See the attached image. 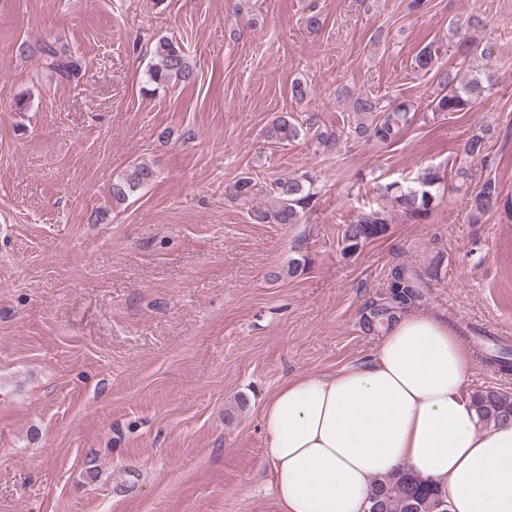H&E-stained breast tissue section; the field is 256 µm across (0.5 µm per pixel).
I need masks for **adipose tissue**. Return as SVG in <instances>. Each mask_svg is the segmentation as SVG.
Here are the masks:
<instances>
[{
    "label": "adipose tissue",
    "instance_id": "ef3b65f1",
    "mask_svg": "<svg viewBox=\"0 0 512 512\" xmlns=\"http://www.w3.org/2000/svg\"><path fill=\"white\" fill-rule=\"evenodd\" d=\"M475 363L447 322L410 310L365 363L283 383L261 414L280 512H367L374 480L403 468L449 512H512V419L481 423Z\"/></svg>",
    "mask_w": 512,
    "mask_h": 512
}]
</instances>
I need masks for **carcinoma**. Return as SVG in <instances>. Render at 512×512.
<instances>
[{"mask_svg":"<svg viewBox=\"0 0 512 512\" xmlns=\"http://www.w3.org/2000/svg\"><path fill=\"white\" fill-rule=\"evenodd\" d=\"M16 53L24 58H39L51 75L61 82L80 80L85 69L82 58L57 40H24L16 45ZM415 64L420 71L438 73V84L442 91L432 101L434 112H461L490 94L497 84V75L490 69L477 71L461 81L448 70L438 71L434 54L427 47L419 52ZM146 76L147 82L156 90L173 79L189 84L195 80L196 72L179 43L161 38L154 45ZM353 110L356 124L343 135L321 130L313 114L298 118L285 113L277 116L271 124L269 138L284 144L309 136L330 149L342 136L355 143L388 144L402 133L412 119L411 104L405 100L395 99L382 105L376 98L361 95L354 99ZM491 137V127L479 129L465 141L464 155L487 161V143ZM154 177L155 173L149 166H134L123 179L112 183V199L117 203L124 202L131 193L151 182ZM443 180L439 169L430 167L412 185L404 186L393 181L377 185V190L381 196L390 199L404 216L421 223L430 217L436 201L434 190ZM263 192L272 196L275 203L268 208L253 210V220L260 224H300L316 207L314 179L306 174L284 175L261 186L246 173L229 187V196L240 201H249ZM500 208L512 212V202L502 198L499 186L492 179L484 181L471 194L470 217L476 223L488 212ZM387 231L388 218L384 212L377 209L363 212L353 223L345 225L342 252L351 256L365 244L384 236ZM424 288L425 273L402 261H393L386 291L364 308V329L368 332L385 331L401 313L423 304L426 296ZM489 362L504 372H512V350L506 346L500 347L489 356ZM473 403L480 419L486 424L512 418V394L507 391L496 388L480 390L474 393ZM368 512H448V504L422 480L406 470H399L374 481Z\"/></svg>","mask_w":512,"mask_h":512,"instance_id":"obj_1","label":"carcinoma"}]
</instances>
